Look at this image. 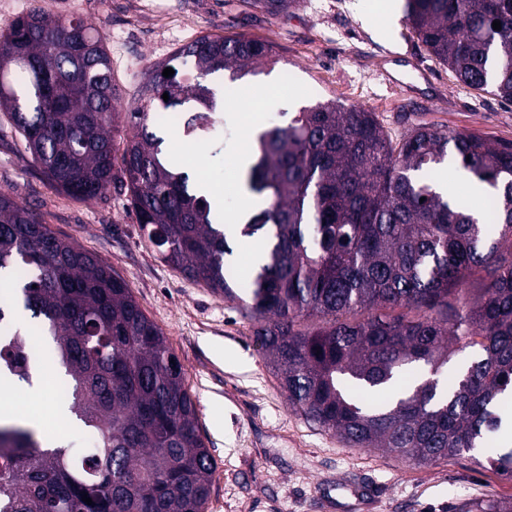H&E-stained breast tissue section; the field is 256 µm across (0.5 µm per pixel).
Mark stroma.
<instances>
[{"instance_id": "1", "label": "stroma", "mask_w": 512, "mask_h": 512, "mask_svg": "<svg viewBox=\"0 0 512 512\" xmlns=\"http://www.w3.org/2000/svg\"><path fill=\"white\" fill-rule=\"evenodd\" d=\"M299 0L285 16L245 0H0V27L41 8L80 17L106 39L119 112L133 111L146 70L203 35H244L270 42L275 65L237 81L206 77L224 116L219 164L207 168L201 141L164 143L188 173L204 170L226 218L253 211L241 186L244 142L252 132L287 124L292 112L336 99L375 112L393 132L416 125L467 130L512 142V103L460 86L424 49L403 17L378 0ZM273 99L269 108L260 99ZM0 192L36 209L49 227L99 257L125 280L162 330L197 407V430L214 460L206 512H466L475 502L512 497V480L468 457L417 464L383 450L352 448L292 411L263 353L255 325L237 303L184 277L152 243L124 196L88 201L59 191L33 164L24 141L0 114ZM37 384L44 401L29 394ZM14 420L48 422L51 386L10 378Z\"/></svg>"}]
</instances>
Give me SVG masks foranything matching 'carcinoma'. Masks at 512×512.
I'll return each instance as SVG.
<instances>
[{
  "instance_id": "carcinoma-1",
  "label": "carcinoma",
  "mask_w": 512,
  "mask_h": 512,
  "mask_svg": "<svg viewBox=\"0 0 512 512\" xmlns=\"http://www.w3.org/2000/svg\"><path fill=\"white\" fill-rule=\"evenodd\" d=\"M297 3L251 0L272 15ZM403 12L456 78L512 103V0H405ZM264 60H274L268 42L203 35L150 68L117 168L103 36L80 17L34 8L0 30V112L58 190L81 200L124 194L165 261L241 303L306 420L353 448L419 464L468 455L512 479V450L486 451L499 402L512 396V142L426 126L396 134L334 99L304 106L256 134L243 183L262 208L232 233L164 154L165 123L150 113L193 101L207 122L216 103L201 79H238ZM450 156L488 186L489 211L440 188ZM257 233L261 255L242 283L226 261L228 239ZM0 276L19 286L0 306V367L31 381L34 357L12 320L19 310L67 390L64 416L98 442L81 461L41 432L0 425V512H205L214 464L195 401L125 281L2 193ZM466 350L456 383L405 384ZM466 512H512V499Z\"/></svg>"
}]
</instances>
